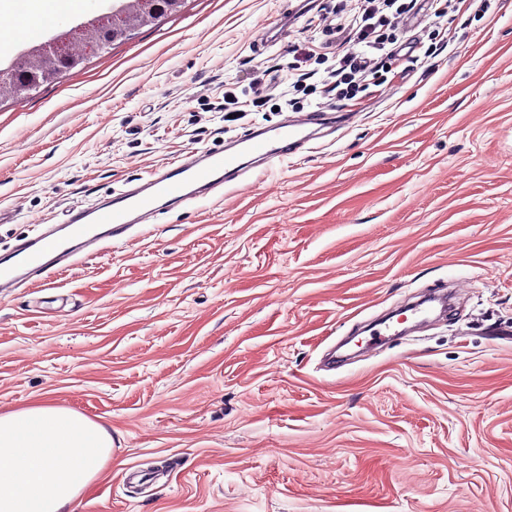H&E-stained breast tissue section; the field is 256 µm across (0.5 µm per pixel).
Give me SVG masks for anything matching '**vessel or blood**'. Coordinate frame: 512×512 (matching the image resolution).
Returning <instances> with one entry per match:
<instances>
[{
    "label": "vessel or blood",
    "mask_w": 512,
    "mask_h": 512,
    "mask_svg": "<svg viewBox=\"0 0 512 512\" xmlns=\"http://www.w3.org/2000/svg\"><path fill=\"white\" fill-rule=\"evenodd\" d=\"M335 120L332 112L296 115L275 129L254 130L223 150L186 152L177 161L156 167L135 188L71 205L43 236L23 240L13 252L0 254V295L22 283L48 280L79 257L97 255L102 245L160 214L162 206L176 207L237 184L249 168L273 166L290 147L305 144L312 126Z\"/></svg>",
    "instance_id": "1"
}]
</instances>
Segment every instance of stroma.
Returning a JSON list of instances; mask_svg holds the SVG:
<instances>
[{
    "label": "stroma",
    "mask_w": 512,
    "mask_h": 512,
    "mask_svg": "<svg viewBox=\"0 0 512 512\" xmlns=\"http://www.w3.org/2000/svg\"><path fill=\"white\" fill-rule=\"evenodd\" d=\"M393 17L383 81L223 195L0 298V413L105 424L74 512H512V0ZM184 0L39 90L0 98V253L63 208L286 105L294 52H358L357 0ZM0 44V69L111 12ZM268 101L226 115L224 104ZM454 286L445 320L327 369L353 326Z\"/></svg>",
    "instance_id": "1"
}]
</instances>
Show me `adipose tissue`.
Segmentation results:
<instances>
[{
  "label": "adipose tissue",
  "instance_id": "obj_1",
  "mask_svg": "<svg viewBox=\"0 0 512 512\" xmlns=\"http://www.w3.org/2000/svg\"><path fill=\"white\" fill-rule=\"evenodd\" d=\"M83 0H10L23 20L45 24ZM112 460V435L70 408L36 403L0 415V512H71Z\"/></svg>",
  "mask_w": 512,
  "mask_h": 512
}]
</instances>
